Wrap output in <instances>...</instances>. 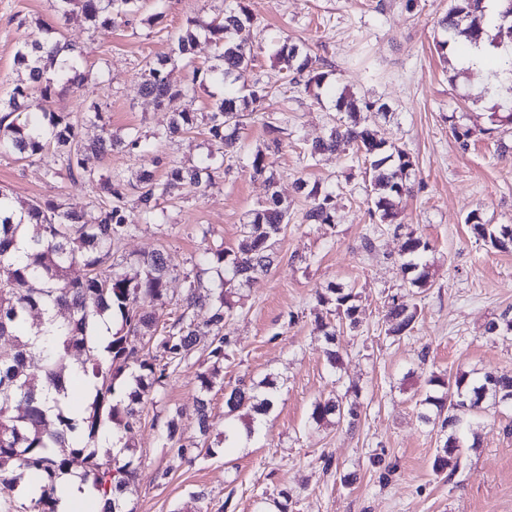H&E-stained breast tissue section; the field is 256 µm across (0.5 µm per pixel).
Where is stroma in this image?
I'll return each mask as SVG.
<instances>
[{
	"mask_svg": "<svg viewBox=\"0 0 512 512\" xmlns=\"http://www.w3.org/2000/svg\"><path fill=\"white\" fill-rule=\"evenodd\" d=\"M265 26L255 36L254 74L271 88L274 108L289 130L307 141L323 138L334 111L331 98L316 102L304 87H281L273 60V38L312 45L340 85L391 108L386 125L411 153L415 181L398 204L402 230L369 214L370 182L351 150L323 155L308 164L300 145L285 140L270 160L280 195L294 217L278 246V263L241 291L228 332L233 353L212 390L215 426L209 441L219 453L185 463L163 446L166 420L180 414L185 434L195 432L196 374L204 360L194 353L170 377L155 402L144 404L128 438L141 465L138 488L128 505L134 512H277L273 499L289 495L288 512H512V411L486 405L465 421L480 445L462 451L454 473H435L439 434L422 422L418 404L430 372L483 374L512 371V335H486L487 324L512 311V251L490 249L473 235L466 217L478 211L483 223L512 225V128L492 123L502 104L485 75L461 69L434 49L437 22L448 0H244ZM224 0H145L132 24L104 31L82 16L71 18L63 39L85 51L86 81L77 94L53 98L51 107L69 113L83 140L102 128L125 136L148 135L167 125V108L140 91L147 60L169 53L160 26L175 30L187 17L222 14ZM161 24H149L155 12ZM55 21L53 0H0V96L15 84L14 55L21 37H39L33 19ZM100 105L102 124L87 113ZM471 129L460 148L453 128ZM176 158L211 159L220 175L209 188H186L181 198L162 201L151 223L140 225L122 246L129 254L163 251L171 265L191 268L208 248L233 247L247 213L268 188L236 159L223 155L203 128H195L157 151L115 153L95 163L96 173H131L146 168L165 177ZM304 176L336 193L335 226L324 231L305 223V202L294 181ZM0 188L23 200H55L72 211L93 209L102 199L96 182L82 171L60 167L53 153L28 162L0 154ZM427 238L430 285L404 287L400 258L405 229ZM371 237L372 251L362 240ZM354 286L362 323L357 331L338 326L340 369L329 370L321 352L316 319L325 309L317 291L328 283ZM398 295L418 308L410 337L385 334L387 299ZM277 376L279 398L247 444L224 443V391L238 379ZM358 390L356 427L312 424V403L328 394ZM394 465L382 477L374 457ZM357 480L345 486L344 473Z\"/></svg>",
	"mask_w": 512,
	"mask_h": 512,
	"instance_id": "1",
	"label": "stroma"
}]
</instances>
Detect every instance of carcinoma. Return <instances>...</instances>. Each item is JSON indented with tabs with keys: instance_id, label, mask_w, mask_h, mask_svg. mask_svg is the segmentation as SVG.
Masks as SVG:
<instances>
[{
	"instance_id": "carcinoma-1",
	"label": "carcinoma",
	"mask_w": 512,
	"mask_h": 512,
	"mask_svg": "<svg viewBox=\"0 0 512 512\" xmlns=\"http://www.w3.org/2000/svg\"><path fill=\"white\" fill-rule=\"evenodd\" d=\"M483 0H449L448 12L440 21L441 33L435 40L443 54L452 43H479L486 35L485 14H477ZM142 8L140 0H59L56 25L36 22L48 37L23 41L15 62L27 78L15 84L8 99H0V154L18 160L43 156L54 148L57 159L68 171L78 168L90 179H98L109 201L95 213L78 214L53 200L21 201L0 190V340L11 343L0 352V493L11 512H59L58 480L72 473L74 463L83 464L81 480L91 482L93 492L105 501L102 512H125L129 495L136 492L139 465L132 445L124 433L133 428L139 406L154 399L156 393L188 359L200 339L195 322L197 309L207 305L210 316L205 326L209 341L206 351L210 366L197 373L199 396L196 423L199 440L181 443L178 419L165 423L166 441L177 446V457L192 461L200 456L214 457L221 452L207 444L213 428L208 394L224 359L234 343L226 327L234 315L233 297L238 291L273 269L277 244L291 220V206L274 191L258 204L240 227L236 248L206 249L192 268L178 271L162 252L125 255L122 241L138 229L126 207L127 190L134 191L138 219L148 223L159 207V200L179 198L187 185L211 186L217 171L202 161L187 164L167 162L163 181L148 169L127 178L120 173L94 176L86 165L88 147L79 138L77 124L70 115L49 108L38 116L25 111V101L37 92L49 103L58 94L76 92L84 84L85 56L76 45L54 37L59 28L80 11L94 27L110 29L128 24ZM498 38L512 40V0H504L498 13ZM259 27L242 5L230 0L224 16L206 20L189 17L178 31H166L170 53L146 62L141 73V91L153 98L156 106L166 107L181 100L185 107L172 115L167 128L150 136L131 131L117 137L107 129L93 146L101 156L112 152H149L169 139L197 125L198 113L192 108L197 89L206 84H221L224 97L216 100L206 121L210 140L236 154L253 175L276 183L268 154L249 152L240 145L239 131L245 113L263 105L271 95L259 79L251 78L256 52L252 29ZM204 32L216 46L214 63L196 65V34ZM283 79L305 89L332 91L334 87L323 71L324 62L310 52L286 43L275 51ZM192 69V78H174L175 62ZM341 116L330 127L327 138L307 148L310 162L342 143L355 147L372 174L371 214L382 224L396 223L395 199L411 190L414 170L411 153L387 136L376 121L357 119L351 96L341 91L336 97ZM270 146L279 149L286 128L272 113H262ZM297 191L305 198L303 219L309 224L332 228L336 195L318 181L297 180ZM471 231L485 245L498 250L512 247V225L490 227L480 215L466 218ZM430 241L410 231L406 234L401 263L409 287L425 288L429 273L425 260ZM82 275L70 276L73 266ZM126 266L134 274L121 272ZM215 272L204 283L202 275ZM186 282L180 299V314L169 324L158 327V316L145 308L161 303L171 278ZM318 302L333 308L338 320L349 330L360 324L358 293L350 287L330 284L317 292ZM417 308L390 295L386 303V333L401 337L411 333ZM115 324L103 347L105 356L87 364L86 357L97 351L100 326ZM327 364L340 362L336 350V326L321 324ZM491 335L512 332V315L503 312L488 323ZM152 350L146 356L142 348ZM431 389L420 404L428 412L420 415L426 423H440L446 433L436 449L432 468L436 473L454 472L460 465L462 448L461 414L476 413L485 400L512 406V375L487 372L475 377L469 372L454 375L433 374ZM280 382L266 377L259 383L242 382L224 393V417L266 414L274 406ZM357 408L343 399H317L310 420L315 424L334 418L354 424ZM120 430L115 447L99 455L96 440L106 428ZM39 480L38 491L21 500L12 496L24 474Z\"/></svg>"
}]
</instances>
